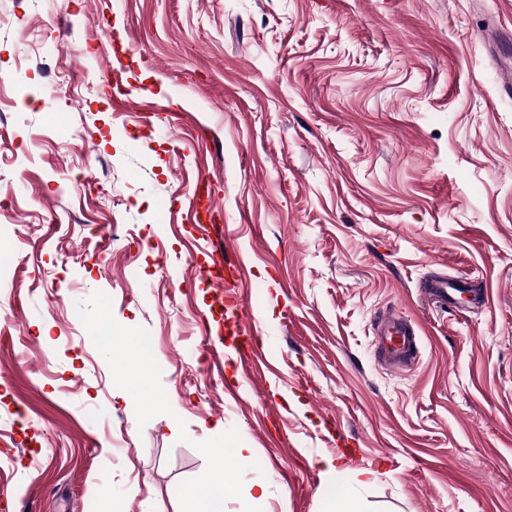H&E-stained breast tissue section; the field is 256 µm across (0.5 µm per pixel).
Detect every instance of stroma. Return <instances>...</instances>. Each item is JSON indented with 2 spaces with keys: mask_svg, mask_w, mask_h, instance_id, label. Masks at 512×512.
<instances>
[{
  "mask_svg": "<svg viewBox=\"0 0 512 512\" xmlns=\"http://www.w3.org/2000/svg\"><path fill=\"white\" fill-rule=\"evenodd\" d=\"M495 26L512 0H0V512H188L239 445L224 512H324L325 457L374 471L337 489L360 512H512ZM434 274L488 306L428 304ZM230 295L263 363L220 331ZM390 309L408 370L378 362ZM381 358L392 368H403L418 352L416 331L396 313L383 316L378 322Z\"/></svg>",
  "mask_w": 512,
  "mask_h": 512,
  "instance_id": "35a3bbf8",
  "label": "stroma"
}]
</instances>
